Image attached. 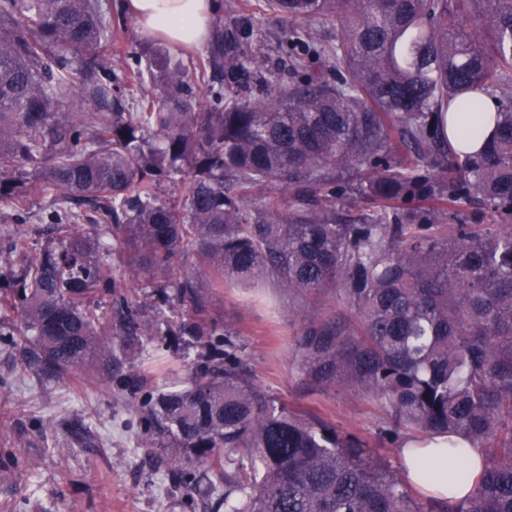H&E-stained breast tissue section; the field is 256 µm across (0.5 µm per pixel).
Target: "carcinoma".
I'll return each mask as SVG.
<instances>
[{
  "mask_svg": "<svg viewBox=\"0 0 512 512\" xmlns=\"http://www.w3.org/2000/svg\"><path fill=\"white\" fill-rule=\"evenodd\" d=\"M336 25L288 48L293 79L245 57L239 21L204 60L122 50L108 0H0V204L52 194L35 256L0 236L1 338L15 367L63 380L86 365L131 395L117 351L157 336L202 347L185 386L150 390L143 438L176 448L170 487L200 512H512V109L482 151L445 113L512 90V0H268ZM476 19L469 30L464 19ZM124 62L121 73L112 59ZM187 180L164 199L166 181ZM277 189L264 201L256 191ZM367 201L373 213L344 219ZM90 203L124 268L100 259ZM478 206L495 227L467 223ZM192 257L208 274L183 262ZM331 308L294 336L306 381L378 402L380 439L461 437L484 467L461 500L415 496L354 434L277 402L212 318V296L263 277ZM169 307L166 328L149 315Z\"/></svg>",
  "mask_w": 512,
  "mask_h": 512,
  "instance_id": "obj_1",
  "label": "carcinoma"
}]
</instances>
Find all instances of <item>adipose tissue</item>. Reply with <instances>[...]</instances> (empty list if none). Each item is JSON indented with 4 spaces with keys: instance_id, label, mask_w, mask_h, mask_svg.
I'll return each instance as SVG.
<instances>
[{
    "instance_id": "1",
    "label": "adipose tissue",
    "mask_w": 512,
    "mask_h": 512,
    "mask_svg": "<svg viewBox=\"0 0 512 512\" xmlns=\"http://www.w3.org/2000/svg\"><path fill=\"white\" fill-rule=\"evenodd\" d=\"M125 7L139 31L174 46L202 48L214 35V0H126ZM499 108L488 94L474 101L464 120L455 113L446 116V133L453 144L471 152L478 149L483 134L494 126ZM481 449L462 443L450 447L443 440L407 442L402 460L407 480L428 496L461 499L472 490L482 472Z\"/></svg>"
}]
</instances>
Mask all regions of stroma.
Listing matches in <instances>:
<instances>
[{
  "instance_id": "stroma-1",
  "label": "stroma",
  "mask_w": 512,
  "mask_h": 512,
  "mask_svg": "<svg viewBox=\"0 0 512 512\" xmlns=\"http://www.w3.org/2000/svg\"><path fill=\"white\" fill-rule=\"evenodd\" d=\"M217 3L225 24L251 19L245 51L270 57L280 78H287L288 62L276 47L311 29V22L272 13L267 0ZM53 209L49 195L31 194L24 211L0 206V228L23 234L29 254H36L45 239L28 227ZM332 304V297L302 299L268 282L259 288L225 287L212 313L269 395L327 419L341 433L361 436L393 469H401L399 444L378 442L384 414L376 401L338 388L313 389L300 370L292 337L304 319ZM198 353L193 345L168 347L155 341L130 362L149 369L148 387L169 388L187 380L188 365ZM128 400L87 367L63 381L19 373L11 354L0 347V463L13 462L0 475V512H190L185 497L163 489V453L141 437ZM73 420L91 427L93 447L66 435L62 425Z\"/></svg>"
}]
</instances>
